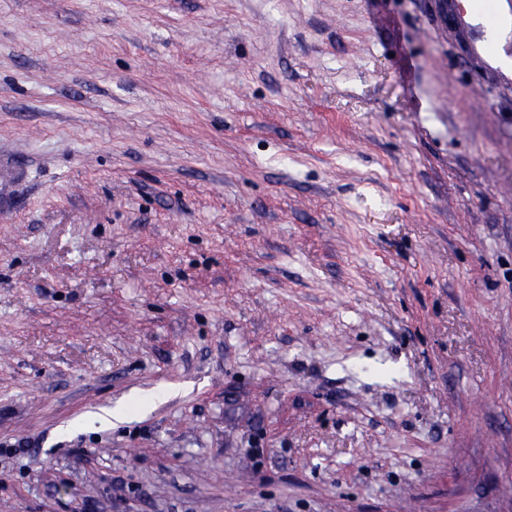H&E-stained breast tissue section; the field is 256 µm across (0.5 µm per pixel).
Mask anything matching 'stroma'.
Segmentation results:
<instances>
[{
	"label": "stroma",
	"mask_w": 512,
	"mask_h": 512,
	"mask_svg": "<svg viewBox=\"0 0 512 512\" xmlns=\"http://www.w3.org/2000/svg\"><path fill=\"white\" fill-rule=\"evenodd\" d=\"M467 39L0 0V512H512V79Z\"/></svg>",
	"instance_id": "35a3bbf8"
}]
</instances>
